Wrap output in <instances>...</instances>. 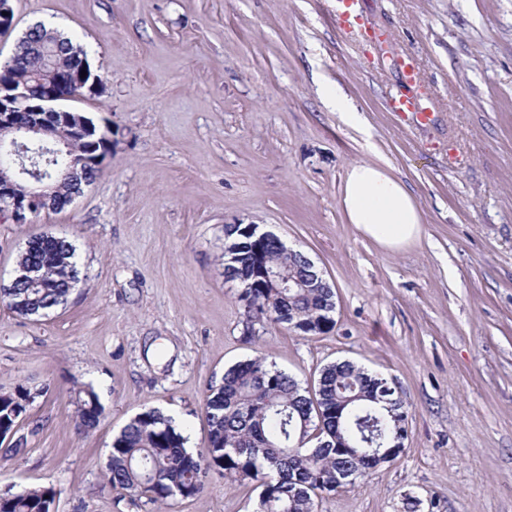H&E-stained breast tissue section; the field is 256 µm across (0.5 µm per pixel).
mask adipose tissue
<instances>
[{"instance_id": "adipose-tissue-1", "label": "adipose tissue", "mask_w": 512, "mask_h": 512, "mask_svg": "<svg viewBox=\"0 0 512 512\" xmlns=\"http://www.w3.org/2000/svg\"><path fill=\"white\" fill-rule=\"evenodd\" d=\"M348 223L378 246L397 251L421 233L422 214L407 186L384 166L352 164L340 198Z\"/></svg>"}]
</instances>
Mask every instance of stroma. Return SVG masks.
<instances>
[{"label": "stroma", "mask_w": 512, "mask_h": 512, "mask_svg": "<svg viewBox=\"0 0 512 512\" xmlns=\"http://www.w3.org/2000/svg\"><path fill=\"white\" fill-rule=\"evenodd\" d=\"M16 35H76L103 92L76 107L112 121V159L61 212L0 216V283L28 240L76 248L67 304L0 306V392L33 399L0 446V490L56 491L54 512H157L110 490L113 439L137 414L173 417L206 447L204 395L267 354L304 388L350 360L392 379L405 450L326 494L318 512H512V0H361L388 41L345 34L335 0H14ZM416 56L424 128L387 102L397 54ZM340 89L349 120L322 98ZM389 164L423 214L387 251L347 223L355 162ZM254 224L306 252L335 291L336 326L300 335L248 322L224 275V227ZM92 389L99 425L77 428ZM255 481L212 476L159 512H253Z\"/></svg>", "instance_id": "1"}]
</instances>
